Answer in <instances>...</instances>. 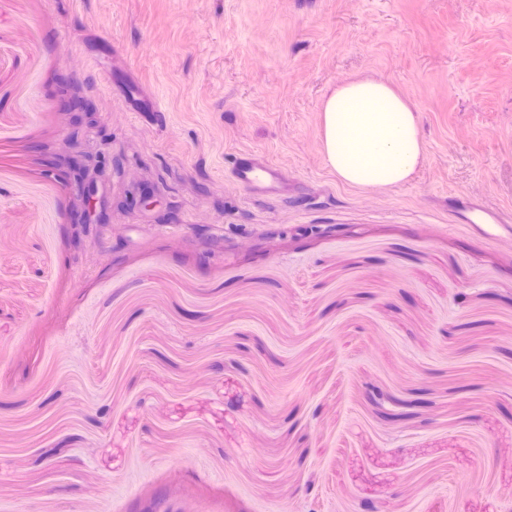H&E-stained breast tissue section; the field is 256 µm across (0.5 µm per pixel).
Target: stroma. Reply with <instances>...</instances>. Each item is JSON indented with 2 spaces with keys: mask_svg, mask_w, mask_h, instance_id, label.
Listing matches in <instances>:
<instances>
[{
  "mask_svg": "<svg viewBox=\"0 0 512 512\" xmlns=\"http://www.w3.org/2000/svg\"><path fill=\"white\" fill-rule=\"evenodd\" d=\"M358 78L403 184L325 162ZM453 197L512 212V0H0V512H512V226ZM320 112L327 166L351 186L400 184L424 158L417 114L386 82L342 83L324 99ZM230 177L239 186L251 192L276 194L285 178L283 169L265 157L249 151H241L235 157ZM473 211H480L486 214L493 224H511L512 214L510 212L504 213L503 211L490 212L480 204L462 202L461 205L451 207L450 212L454 218L453 224H472L468 213Z\"/></svg>",
  "mask_w": 512,
  "mask_h": 512,
  "instance_id": "stroma-1",
  "label": "stroma"
}]
</instances>
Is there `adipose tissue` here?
I'll return each mask as SVG.
<instances>
[{
  "instance_id": "1",
  "label": "adipose tissue",
  "mask_w": 512,
  "mask_h": 512,
  "mask_svg": "<svg viewBox=\"0 0 512 512\" xmlns=\"http://www.w3.org/2000/svg\"><path fill=\"white\" fill-rule=\"evenodd\" d=\"M320 110L325 161L349 185L400 184L424 158L417 114L409 100L386 82L342 83Z\"/></svg>"
}]
</instances>
